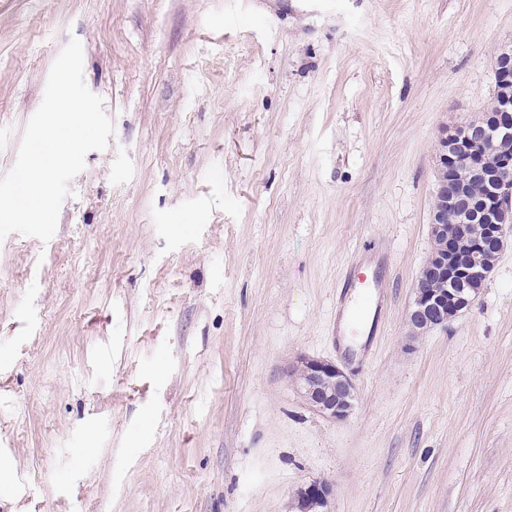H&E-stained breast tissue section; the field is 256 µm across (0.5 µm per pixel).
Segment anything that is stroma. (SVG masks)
I'll list each match as a JSON object with an SVG mask.
<instances>
[{
	"instance_id": "1",
	"label": "stroma",
	"mask_w": 512,
	"mask_h": 512,
	"mask_svg": "<svg viewBox=\"0 0 512 512\" xmlns=\"http://www.w3.org/2000/svg\"><path fill=\"white\" fill-rule=\"evenodd\" d=\"M114 124L49 242L0 241V512H512V242L408 312L438 138L478 118L512 0H0V177L70 38ZM385 240L367 366L328 326ZM356 386L317 411L302 358ZM331 494L332 490L326 484L318 482L309 484L299 492L302 511H308L315 506H324Z\"/></svg>"
}]
</instances>
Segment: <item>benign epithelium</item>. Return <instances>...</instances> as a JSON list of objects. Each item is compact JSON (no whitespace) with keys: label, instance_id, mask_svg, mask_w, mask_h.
<instances>
[{"label":"benign epithelium","instance_id":"obj_1","mask_svg":"<svg viewBox=\"0 0 512 512\" xmlns=\"http://www.w3.org/2000/svg\"><path fill=\"white\" fill-rule=\"evenodd\" d=\"M495 111L443 130L439 181L432 207L433 251L421 270L408 314L413 331L446 326L470 308L494 266L485 257V238L502 252L512 238V44L495 56ZM302 383L309 402L322 414L343 421L354 408L351 378L318 359L303 362ZM331 488L313 482L299 492L301 508L323 506Z\"/></svg>","mask_w":512,"mask_h":512}]
</instances>
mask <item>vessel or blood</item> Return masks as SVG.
I'll list each match as a JSON object with an SVG mask.
<instances>
[{
	"mask_svg": "<svg viewBox=\"0 0 512 512\" xmlns=\"http://www.w3.org/2000/svg\"><path fill=\"white\" fill-rule=\"evenodd\" d=\"M386 257L382 244L361 248L358 259L347 267L336 308V344L347 349V337L362 336L373 345L385 306V282L377 270Z\"/></svg>",
	"mask_w": 512,
	"mask_h": 512,
	"instance_id": "obj_1",
	"label": "vessel or blood"
}]
</instances>
